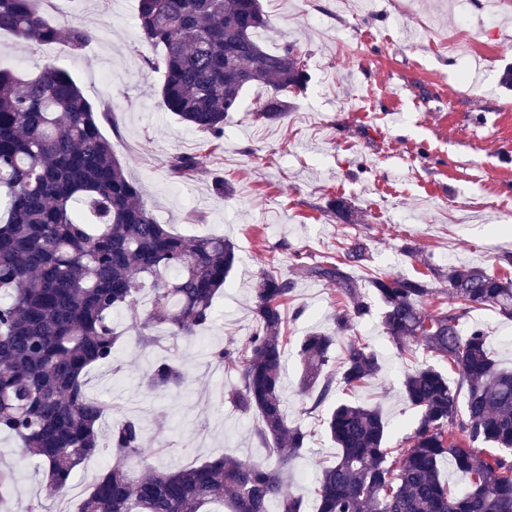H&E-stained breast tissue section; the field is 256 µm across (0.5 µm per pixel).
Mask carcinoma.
Masks as SVG:
<instances>
[{
  "label": "carcinoma",
  "instance_id": "obj_1",
  "mask_svg": "<svg viewBox=\"0 0 512 512\" xmlns=\"http://www.w3.org/2000/svg\"><path fill=\"white\" fill-rule=\"evenodd\" d=\"M45 0H0V32L36 44L65 39L82 49L91 34L48 19ZM137 26L149 53L144 66L163 76L168 111L202 135L199 152L180 154L171 174L188 179L219 146L230 113L250 86L269 88L258 113L275 122L288 114V93L309 80L291 44L268 51L256 33L269 27L261 0H138ZM113 109L96 104L72 75L50 63L27 77L0 69V431L36 456L52 494L65 492L76 468L103 448L116 462L103 472L78 512H208L227 502L231 512H305L302 499L283 492V469L309 451V434L288 423L282 373L288 338L283 304L294 282L275 268L253 288L256 330L241 349H216L239 383L228 399L260 417L255 437L270 448L263 461L219 458L179 470L131 468L144 440L140 423H116L102 443L105 407L88 397L84 376L113 362L122 334L111 321L124 314L139 330L163 325L175 339H191L214 318L215 299L238 262L235 245L216 236L186 238L158 223L125 174L101 121ZM336 285L344 299L331 332H312L298 349L299 391L314 410L334 383L364 386L380 370L376 354L357 337L344 342L337 373L328 370L338 336L354 330L368 308L341 262L305 268ZM153 291L150 307L141 292ZM383 305V332L401 345L419 342L453 365L456 385L433 365L403 382V398L417 412L414 429L396 456L386 447L388 424L376 407L340 401L325 429L340 449L319 468L318 512H512V370L497 367L484 329L465 334L461 320L492 308L512 319V280L481 267L448 271V308L431 311L427 281L390 275L371 280ZM186 382L175 362L156 363L150 390ZM465 400H459L461 390ZM451 457L469 478L460 489L441 478Z\"/></svg>",
  "mask_w": 512,
  "mask_h": 512
}]
</instances>
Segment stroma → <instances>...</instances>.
Segmentation results:
<instances>
[{"mask_svg":"<svg viewBox=\"0 0 512 512\" xmlns=\"http://www.w3.org/2000/svg\"><path fill=\"white\" fill-rule=\"evenodd\" d=\"M270 18L258 39L269 50L291 43L306 60L310 79L289 93L287 116L256 119L264 87L245 91L224 128L219 150L193 180L170 178L173 156L196 152L197 133L178 122L159 94L160 73L142 63L148 48L137 28L138 0H47V16L91 32L80 50L57 41L32 45L0 35V68L25 75L47 64L64 67L94 102L111 104L102 131L129 178L139 183L159 223L182 236H224L240 261L215 301V320L191 341L171 339L165 327L143 345L122 314L116 366L96 365L85 377L89 396L107 408L103 432L125 418L140 422L147 464L177 469L221 456L260 460L266 450L253 435L258 416L228 402L233 371L210 357L238 349L256 328L251 310L259 273L276 267L295 282L284 307L288 361L284 397L290 424L311 433L313 450L291 463L290 491L316 512L312 476L338 453L322 421L334 400L306 411L298 391L300 340L332 326L343 302L335 285L301 273L299 263L344 261L354 243L361 261L349 266L363 291L376 277L427 280L431 306L447 299L449 268L482 267L512 280V92L499 85L512 64V0H264ZM467 34L490 60L465 63L449 54L440 36ZM456 101L443 111L444 99ZM230 191L220 192L219 182ZM346 201L355 215L342 222L327 209ZM382 307L372 302L355 326L375 351L378 375L353 395L376 405L399 447L410 434L414 412L401 399L406 375L428 362L422 344L399 347L382 332ZM489 336L494 360L512 369V320L492 309L471 312ZM165 358L183 368L177 392L145 386L153 365ZM111 452L77 467L65 493L50 494L37 460L18 440L0 433V464L12 469L7 512H77Z\"/></svg>","mask_w":512,"mask_h":512,"instance_id":"1","label":"stroma"}]
</instances>
